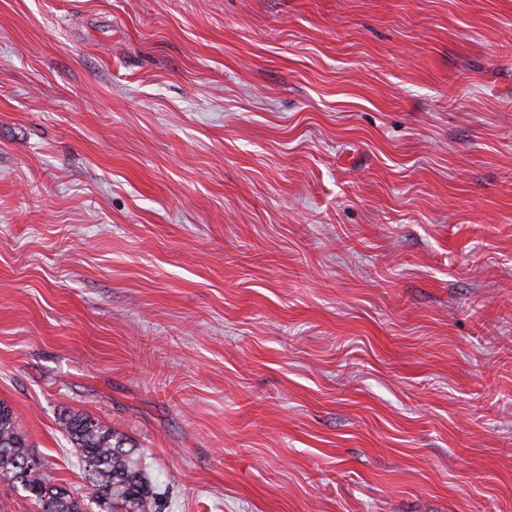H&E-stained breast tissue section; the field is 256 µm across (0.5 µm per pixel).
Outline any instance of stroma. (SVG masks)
Returning a JSON list of instances; mask_svg holds the SVG:
<instances>
[{
    "label": "stroma",
    "mask_w": 512,
    "mask_h": 512,
    "mask_svg": "<svg viewBox=\"0 0 512 512\" xmlns=\"http://www.w3.org/2000/svg\"><path fill=\"white\" fill-rule=\"evenodd\" d=\"M0 401L161 512H512V0H0ZM59 424L79 455L78 466L91 488L89 501L100 512H158L162 494L141 450L127 436L84 413L66 414Z\"/></svg>",
    "instance_id": "obj_1"
}]
</instances>
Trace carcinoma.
<instances>
[{
	"mask_svg": "<svg viewBox=\"0 0 512 512\" xmlns=\"http://www.w3.org/2000/svg\"><path fill=\"white\" fill-rule=\"evenodd\" d=\"M59 424L90 484L87 497L54 483L13 409L0 402V478L28 493L37 512H87L88 499L99 512H158L161 492L127 436L84 413L66 414Z\"/></svg>",
	"mask_w": 512,
	"mask_h": 512,
	"instance_id": "cac0c4a2",
	"label": "carcinoma"
}]
</instances>
